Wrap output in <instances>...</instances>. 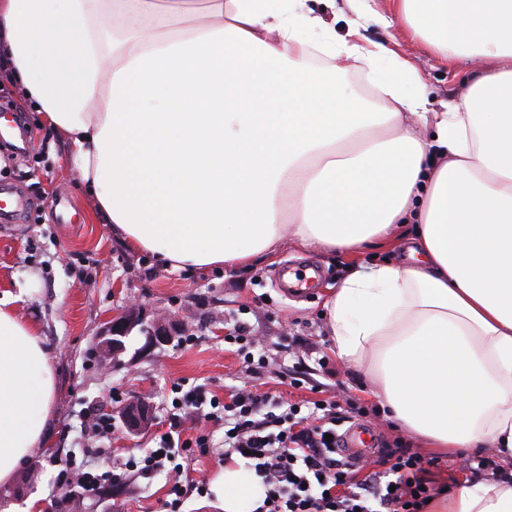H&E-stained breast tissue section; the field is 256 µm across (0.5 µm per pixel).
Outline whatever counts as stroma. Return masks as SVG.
Masks as SVG:
<instances>
[{
    "label": "stroma",
    "instance_id": "obj_1",
    "mask_svg": "<svg viewBox=\"0 0 512 512\" xmlns=\"http://www.w3.org/2000/svg\"><path fill=\"white\" fill-rule=\"evenodd\" d=\"M369 39L392 44L394 50L416 68L433 102L457 98L472 73L468 63L443 60L423 41L392 38L389 30L372 25ZM10 107L28 132L26 142L0 139V189L11 188L24 207L0 220V299L9 298L19 315L39 325L52 356L55 394L52 420L45 442L31 449L24 474L32 481L0 485V512H21L35 499L43 512H168L166 505L169 466L149 478L127 473L120 482L106 485L94 499L77 493H59L54 485L57 461L76 458L99 469L155 447V435L169 428L170 388L181 379L206 385L217 396L226 387L247 380L243 357L227 351L224 333L228 312L259 336L267 355L276 361L277 376L266 379L261 389L292 401L313 399L314 386L338 385L363 408L353 417L355 425L375 435L378 446L359 463L361 474L377 469L384 449L399 443L420 455H431L424 477L436 491L454 493L471 479L463 458L429 454L422 441L386 420L370 392L363 372L348 367L336 354L327 329L324 299L349 265L385 260H407L405 245L383 246L356 255L329 254L285 240L275 253L250 266L175 270L154 255L130 249L111 225L98 217L95 201L77 173L61 159L71 147L44 124L22 91L0 87V109ZM61 198L75 223H54L49 213L53 198ZM316 263L324 271L315 288L299 296L278 286L283 267L299 268ZM140 300L144 320L160 315L183 322L181 338L164 349L150 350L139 332H132L126 350L116 358H103L99 343L113 314L131 300ZM193 344H184V336ZM329 358L336 374L328 376L319 365ZM303 373L306 386L295 388L287 377ZM147 402L152 422L130 432L121 413L132 400ZM112 417L115 432L94 452L82 428L91 409Z\"/></svg>",
    "mask_w": 512,
    "mask_h": 512
}]
</instances>
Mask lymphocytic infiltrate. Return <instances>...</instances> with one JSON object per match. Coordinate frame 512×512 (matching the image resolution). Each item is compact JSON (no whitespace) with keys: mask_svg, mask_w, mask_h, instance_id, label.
I'll list each match as a JSON object with an SVG mask.
<instances>
[{"mask_svg":"<svg viewBox=\"0 0 512 512\" xmlns=\"http://www.w3.org/2000/svg\"><path fill=\"white\" fill-rule=\"evenodd\" d=\"M171 391L172 420L202 413L204 420L222 424L225 454L247 457L267 488L261 512H423L433 496L422 476L421 457L409 449L387 450L388 469L361 479L337 459L331 439L340 419L337 401L313 400L283 409L269 394L244 386L224 399L211 396L206 386L187 387L180 381ZM208 445V435L201 432L185 439L162 438L141 458H127L119 470L100 473L69 459L58 472V488L78 487L92 496L123 472L147 476L168 462L176 474L167 490L168 506L170 512H181L190 492L204 490L203 483H183L184 464Z\"/></svg>","mask_w":512,"mask_h":512,"instance_id":"lymphocytic-infiltrate-1","label":"lymphocytic infiltrate"}]
</instances>
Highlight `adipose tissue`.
Here are the masks:
<instances>
[{"mask_svg":"<svg viewBox=\"0 0 512 512\" xmlns=\"http://www.w3.org/2000/svg\"><path fill=\"white\" fill-rule=\"evenodd\" d=\"M336 34L306 0H0V80L21 86L131 248L175 269L238 268L283 239L354 251L414 225L406 264L329 288L338 356L388 420L445 451L512 459V0H348ZM403 21L473 65L434 107L367 27ZM365 66L378 91L343 80ZM55 378L34 323L0 300V484L51 421ZM222 512L266 488L237 457L210 485ZM430 512H512V467Z\"/></svg>","mask_w":512,"mask_h":512,"instance_id":"1","label":"adipose tissue"}]
</instances>
